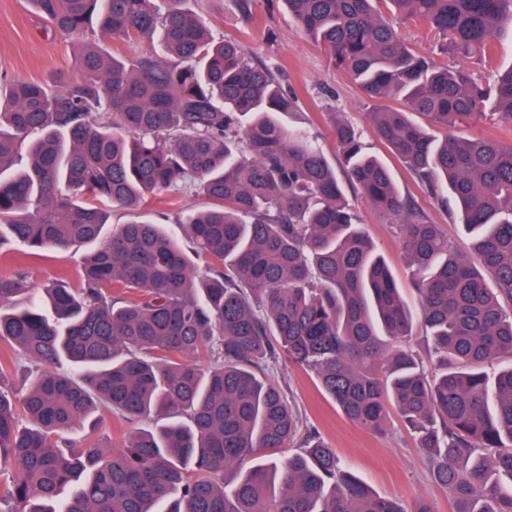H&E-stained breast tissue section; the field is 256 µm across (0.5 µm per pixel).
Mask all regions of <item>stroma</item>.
<instances>
[{"instance_id": "stroma-1", "label": "stroma", "mask_w": 512, "mask_h": 512, "mask_svg": "<svg viewBox=\"0 0 512 512\" xmlns=\"http://www.w3.org/2000/svg\"><path fill=\"white\" fill-rule=\"evenodd\" d=\"M188 5L206 19L215 36L237 40L248 57L271 66L284 87L296 92L301 110L288 116L287 123L305 131L331 165H338L339 155L333 133L321 114L333 109L361 130L370 152L389 168L400 193L410 197L430 222L440 226L458 252L473 257L471 241L454 217L414 183L404 164L375 136L370 121L373 101L303 35L281 0H256L254 19L249 23L243 21L233 0H188ZM76 50L75 44L56 35L34 13L27 0H0V73L49 84L62 74L73 78L77 75ZM345 197L385 257L406 301L411 308H418L409 260L399 244L395 224L374 210L356 187L346 186ZM207 205V199L189 186L175 197H149L134 216L163 224L176 221L181 211ZM134 216L119 208L112 211L116 224L127 223ZM25 261L37 286L51 279L74 285L81 277V267L70 253L46 252ZM261 373L292 404L302 433L320 436L335 449L342 464L377 493L399 499L408 510L423 499L432 512H453L447 490L434 481L424 454L399 419H392L386 433L373 434L351 423L310 371L281 357L263 365Z\"/></svg>"}]
</instances>
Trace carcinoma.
Masks as SVG:
<instances>
[{
    "label": "carcinoma",
    "mask_w": 512,
    "mask_h": 512,
    "mask_svg": "<svg viewBox=\"0 0 512 512\" xmlns=\"http://www.w3.org/2000/svg\"><path fill=\"white\" fill-rule=\"evenodd\" d=\"M28 2L82 43L80 80L0 73V248L72 250L83 277L36 288L22 262L0 272V512H431L378 495L315 435L224 482L296 435L256 373L281 354L366 431L396 411L454 512H512V143L449 133L512 122V65L484 84L402 35L423 24L444 54L490 64L512 0H282L367 98L404 104L374 108L375 132L472 239L477 265L331 113L345 179L399 228L434 375L336 169L282 122L299 99L270 66L186 0ZM89 31L149 49L129 64ZM188 183L211 206L177 218L184 238L142 220L105 232L112 208ZM102 407L164 422L117 448L70 437Z\"/></svg>",
    "instance_id": "1"
}]
</instances>
